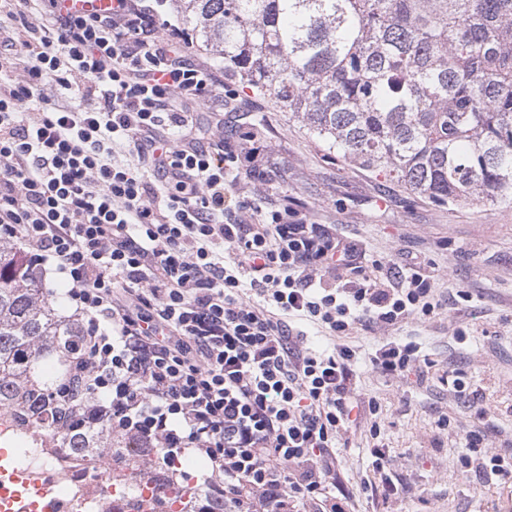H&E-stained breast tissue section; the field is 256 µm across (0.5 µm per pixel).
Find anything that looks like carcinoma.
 I'll return each instance as SVG.
<instances>
[{"label": "carcinoma", "instance_id": "cac0c4a2", "mask_svg": "<svg viewBox=\"0 0 512 512\" xmlns=\"http://www.w3.org/2000/svg\"><path fill=\"white\" fill-rule=\"evenodd\" d=\"M224 60L345 161L440 205L512 201V0H169ZM86 328L64 314L25 248L0 241V408L39 445L107 461L135 449L152 479L171 462L89 421ZM188 512H224L204 486Z\"/></svg>", "mask_w": 512, "mask_h": 512}]
</instances>
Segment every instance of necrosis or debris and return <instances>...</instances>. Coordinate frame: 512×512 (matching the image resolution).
I'll return each instance as SVG.
<instances>
[{"mask_svg":"<svg viewBox=\"0 0 512 512\" xmlns=\"http://www.w3.org/2000/svg\"><path fill=\"white\" fill-rule=\"evenodd\" d=\"M128 456L91 461L67 448H19L11 414L0 409V512H163L165 497L149 492Z\"/></svg>","mask_w":512,"mask_h":512,"instance_id":"necrosis-or-debris-1","label":"necrosis or debris"}]
</instances>
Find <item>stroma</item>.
Masks as SVG:
<instances>
[{
    "label": "stroma",
    "mask_w": 512,
    "mask_h": 512,
    "mask_svg": "<svg viewBox=\"0 0 512 512\" xmlns=\"http://www.w3.org/2000/svg\"><path fill=\"white\" fill-rule=\"evenodd\" d=\"M224 84L231 97L223 113L196 114L210 131L222 126L225 148L239 154L248 178L246 194L287 199L315 224L335 225L359 240L368 259L390 263L417 256L420 271L448 298V305L423 323L392 331L421 345L432 361L425 382L395 380L361 366L359 388L376 399L377 416H359L346 447L336 451V480L352 512H503L512 478L485 483L461 470L464 431L477 414H459L444 372L457 370L484 388L483 404L502 437L512 438V203L445 207L416 195L395 179L348 164L329 154L287 112L254 95L233 73ZM467 339L457 343L455 332ZM457 415L458 427L438 429L440 415ZM379 422L398 492L367 494L378 481L371 454L372 422Z\"/></svg>",
    "instance_id": "35a3bbf8"
}]
</instances>
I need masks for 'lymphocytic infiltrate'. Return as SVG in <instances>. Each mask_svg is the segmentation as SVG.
Listing matches in <instances>:
<instances>
[{
  "instance_id": "1",
  "label": "lymphocytic infiltrate",
  "mask_w": 512,
  "mask_h": 512,
  "mask_svg": "<svg viewBox=\"0 0 512 512\" xmlns=\"http://www.w3.org/2000/svg\"><path fill=\"white\" fill-rule=\"evenodd\" d=\"M152 6L0 0V239L69 283L87 326L90 413L175 460L204 458L226 512H348L336 449L373 369L425 380L419 347L386 338L446 304L416 263L359 244L287 204L236 195L238 157L204 147L195 111L224 108V71L188 59ZM136 152L137 165L115 162ZM463 471L512 474V441L464 436ZM374 336H376V335H373L372 331L358 328L357 330L353 331L351 335H349L347 337H342V338L336 337L335 341H334V338H332V337H331V339H333V340H327L325 337H321L319 335H308V339L310 342H314V343H317L319 341L320 342L330 341V342L335 343L336 346H338L339 344H346V345L353 347L354 349L357 348V350L360 352V355L364 356L365 353L372 351V347L374 344Z\"/></svg>"
}]
</instances>
